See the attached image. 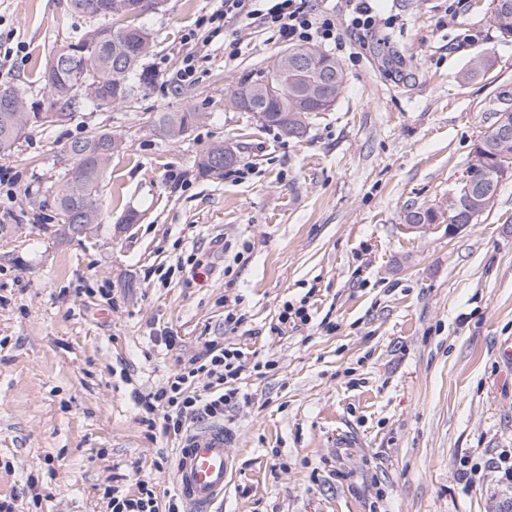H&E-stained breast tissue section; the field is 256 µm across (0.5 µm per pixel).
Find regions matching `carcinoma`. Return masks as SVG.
Wrapping results in <instances>:
<instances>
[{"mask_svg": "<svg viewBox=\"0 0 512 512\" xmlns=\"http://www.w3.org/2000/svg\"><path fill=\"white\" fill-rule=\"evenodd\" d=\"M102 0H70L72 11L89 20L88 27L72 42L62 45L53 51V56L66 60L73 59L72 49L86 48L85 36L93 29L112 31V37L103 43L100 52L92 60L89 67H63L51 84L44 83L46 101L49 110L44 112V118L55 119L58 113L55 109L63 106L68 108L77 104L74 95V85L82 81L88 86H96L100 80L112 77V93L96 91L95 96L84 98V105L95 109H106L115 104L127 102L136 93L137 85L150 82L151 77L138 72L140 62L148 56L153 47V41L148 30L133 21L117 29L113 28L114 17L100 9ZM492 23L500 36L512 40V8L508 10L493 9ZM335 66L336 73L344 75L339 61L327 53L310 59V67L306 76L316 80L328 72L329 66ZM276 71L262 73L250 80L240 83L230 91L228 98L232 99L237 93L248 91L258 98V109L255 113L261 115L259 121L264 126H275L292 137H302L307 131V119L311 112H327L332 109L338 99L344 82L338 80L329 85L328 99L321 104L295 89L297 79L288 77V91L281 96L268 97L262 93L265 82L275 76ZM17 90L0 89V156L12 148L21 137L19 128L13 121L14 112L4 108ZM506 93H501L489 102L488 111L491 116V126L487 127L476 147V155L487 161L498 163L503 158L512 160V142L505 144L496 138V130L492 125L499 119L497 114L506 113L503 122L512 125V103L505 106L497 104ZM197 115L192 109L162 113L156 123L157 134L165 139L179 140L186 137L194 127L193 118ZM122 146V137L118 133L99 131L82 139L75 140L69 145V152L78 154L75 161L84 165L85 176L78 183H69L59 179L56 191V206L59 212L61 226L69 229L72 235H81L100 223V207L98 195L112 153ZM224 155V145L213 144L203 149L199 154L197 168L200 175H210L212 161ZM408 224H443L448 221L445 213L432 208H415L407 212L405 217Z\"/></svg>", "mask_w": 512, "mask_h": 512, "instance_id": "1", "label": "carcinoma"}]
</instances>
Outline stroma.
Returning a JSON list of instances; mask_svg holds the SVG:
<instances>
[{"mask_svg":"<svg viewBox=\"0 0 512 512\" xmlns=\"http://www.w3.org/2000/svg\"><path fill=\"white\" fill-rule=\"evenodd\" d=\"M374 5L392 28L327 44L344 89L303 137L225 101L284 50L272 30H215L220 0H160L140 17L150 85L109 110L31 122L0 157L12 178L0 190V502L110 512L105 489L141 479L167 501L181 442L148 426L135 394L216 340L274 363L243 371L246 399L224 414L235 466L222 512H512V483L487 470L468 485L456 469L512 450V366L498 356L512 341V175L456 234L405 222L447 209L490 100L512 93V41L491 0ZM87 25L69 0H0V87L41 100L52 48ZM189 52L197 78L181 84ZM478 55L487 70L461 80ZM182 109L200 122L161 140L156 118ZM99 130L123 137L102 222L66 236L54 195L68 146ZM216 143L247 174L200 176ZM302 301L309 323L270 333L283 303Z\"/></svg>","mask_w":512,"mask_h":512,"instance_id":"1","label":"stroma"}]
</instances>
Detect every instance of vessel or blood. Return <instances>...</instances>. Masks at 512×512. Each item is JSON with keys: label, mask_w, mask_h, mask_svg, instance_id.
<instances>
[{"label": "vessel or blood", "mask_w": 512, "mask_h": 512, "mask_svg": "<svg viewBox=\"0 0 512 512\" xmlns=\"http://www.w3.org/2000/svg\"><path fill=\"white\" fill-rule=\"evenodd\" d=\"M230 440V433L215 424L201 426L185 439L174 478L188 512H213L214 504L223 499L224 483L233 466Z\"/></svg>", "instance_id": "b4317fda"}]
</instances>
